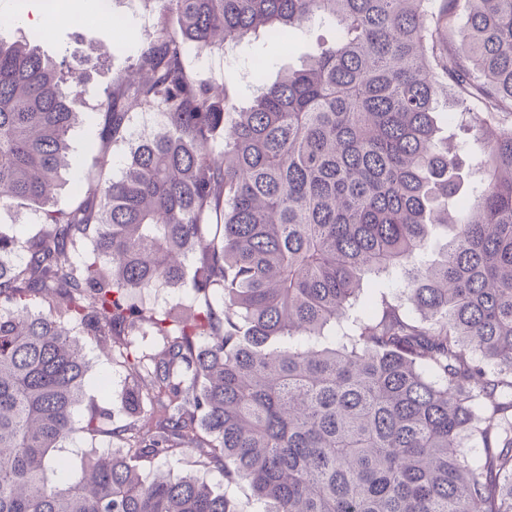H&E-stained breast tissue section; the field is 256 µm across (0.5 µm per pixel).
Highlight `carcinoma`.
I'll return each instance as SVG.
<instances>
[{
    "instance_id": "carcinoma-1",
    "label": "carcinoma",
    "mask_w": 512,
    "mask_h": 512,
    "mask_svg": "<svg viewBox=\"0 0 512 512\" xmlns=\"http://www.w3.org/2000/svg\"><path fill=\"white\" fill-rule=\"evenodd\" d=\"M144 2L160 22L143 76L100 101L102 157L67 209L83 79L0 43V210L42 214L25 234L0 223V512H247L153 469L188 453L248 482L259 512H512V0ZM315 22L336 42L247 108L186 65L190 45ZM441 97L486 134L470 201ZM135 109L166 131L110 178ZM436 224L452 233L432 259ZM367 278L378 312L353 317ZM160 287L188 290L192 314L139 300ZM77 336L118 349L125 424L96 405L75 420ZM99 436L119 451L51 480L63 449Z\"/></svg>"
}]
</instances>
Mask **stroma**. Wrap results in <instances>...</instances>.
I'll list each match as a JSON object with an SVG mask.
<instances>
[{"label":"stroma","mask_w":512,"mask_h":512,"mask_svg":"<svg viewBox=\"0 0 512 512\" xmlns=\"http://www.w3.org/2000/svg\"><path fill=\"white\" fill-rule=\"evenodd\" d=\"M335 39L336 30L332 25L317 23L297 31L287 44L260 34L236 45H217L200 53L192 51L187 56V65L243 108L250 104L262 84L299 68L318 44H331ZM38 49L46 57L65 60L85 76L87 110L71 133L69 155L82 167H90L95 162L92 145L98 141L101 130L95 107L113 84L124 78H135L136 49L130 40L116 35L109 24L98 20L80 29L54 23L48 40L40 42ZM164 125L165 119L159 112H132L125 140L111 148L106 168L108 176L120 177L131 149L142 137L158 132ZM81 343L90 362L89 380L108 376L112 403L120 405L127 387L125 371L107 360L99 342L85 337Z\"/></svg>","instance_id":"1"}]
</instances>
